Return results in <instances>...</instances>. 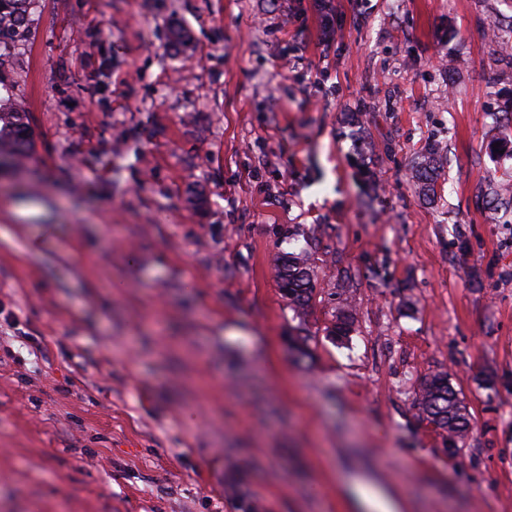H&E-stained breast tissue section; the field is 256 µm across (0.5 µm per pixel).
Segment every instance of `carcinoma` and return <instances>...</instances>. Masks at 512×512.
Segmentation results:
<instances>
[{"mask_svg": "<svg viewBox=\"0 0 512 512\" xmlns=\"http://www.w3.org/2000/svg\"><path fill=\"white\" fill-rule=\"evenodd\" d=\"M34 0H0V58L9 54L28 29L29 13ZM31 132L24 114L15 112L0 98V156L18 157L29 150ZM416 186L426 199L437 195L439 165L435 156H424L413 167ZM280 291L288 299V307L297 315L309 305L315 290L314 270L303 251H290L277 266ZM355 317L345 306L338 310L336 320L327 328L326 337L343 344L354 331ZM414 406L419 416L441 431L444 440L452 443L449 453L462 452L471 429L470 415L464 400L451 385L448 373L426 375L414 393Z\"/></svg>", "mask_w": 512, "mask_h": 512, "instance_id": "cac0c4a2", "label": "carcinoma"}]
</instances>
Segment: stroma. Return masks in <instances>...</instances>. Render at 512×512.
I'll return each instance as SVG.
<instances>
[{
  "mask_svg": "<svg viewBox=\"0 0 512 512\" xmlns=\"http://www.w3.org/2000/svg\"><path fill=\"white\" fill-rule=\"evenodd\" d=\"M333 7L326 44L313 0H35L0 59L33 130L0 166V512H512V0ZM439 168L434 155L422 157L413 167V177L419 194L426 199H432L437 195ZM309 261V256L303 251H288L277 266L280 291L296 315L309 305L315 290L314 270ZM354 324V314L349 305H346L338 310L332 326L327 327L326 336L334 343L344 344L349 341L350 334L354 331ZM414 406L419 416L441 431L450 455H458L471 429L470 415L463 398L451 385L447 372L426 375L414 393ZM360 507L369 511L365 512H399L400 501L393 495L381 490H360Z\"/></svg>",
  "mask_w": 512,
  "mask_h": 512,
  "instance_id": "stroma-1",
  "label": "stroma"
}]
</instances>
